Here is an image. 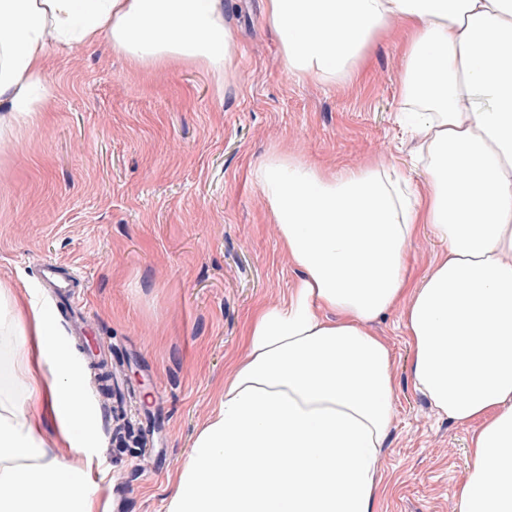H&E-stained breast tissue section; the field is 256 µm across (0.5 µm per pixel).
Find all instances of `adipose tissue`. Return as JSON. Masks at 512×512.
<instances>
[{"label":"adipose tissue","mask_w":512,"mask_h":512,"mask_svg":"<svg viewBox=\"0 0 512 512\" xmlns=\"http://www.w3.org/2000/svg\"><path fill=\"white\" fill-rule=\"evenodd\" d=\"M291 75L352 78L408 28L400 110L431 190L395 169L336 171L279 150L254 167L297 277L255 308L217 411L164 512H376L394 420L391 350L371 323L403 306L411 379L473 426L459 512H512V0H266ZM110 36L149 66L231 75L224 0H0V131L40 122L51 47ZM445 246L418 281L421 227ZM68 447L43 439L46 426ZM80 374L49 317L0 281V512H100Z\"/></svg>","instance_id":"ef3b65f1"}]
</instances>
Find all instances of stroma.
<instances>
[{
    "label": "stroma",
    "instance_id": "stroma-1",
    "mask_svg": "<svg viewBox=\"0 0 512 512\" xmlns=\"http://www.w3.org/2000/svg\"><path fill=\"white\" fill-rule=\"evenodd\" d=\"M224 19L235 70L223 80L180 60L140 66L107 40L51 50L42 124L0 142V280L50 316L79 371L104 343L130 368L119 422L85 381L102 512H163L170 476L246 356V319L296 277L251 177L259 160L282 150L336 169L380 162L429 191L398 123L399 26L358 78L321 86L284 68L264 0H224ZM41 262L82 275L89 348L72 340ZM371 329L398 383L377 512H458L473 430L414 389L402 308Z\"/></svg>",
    "mask_w": 512,
    "mask_h": 512
}]
</instances>
